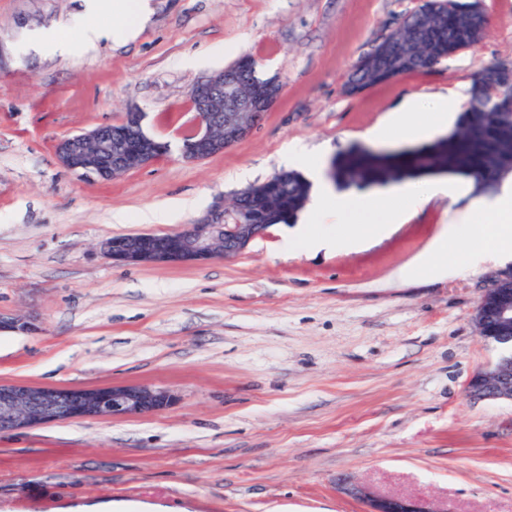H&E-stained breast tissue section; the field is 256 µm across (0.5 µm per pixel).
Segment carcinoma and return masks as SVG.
<instances>
[{
    "instance_id": "cac0c4a2",
    "label": "carcinoma",
    "mask_w": 512,
    "mask_h": 512,
    "mask_svg": "<svg viewBox=\"0 0 512 512\" xmlns=\"http://www.w3.org/2000/svg\"><path fill=\"white\" fill-rule=\"evenodd\" d=\"M435 2L424 0L409 10L395 32L359 58L348 93L431 68L483 40L486 31L473 24L464 3L448 11L434 8ZM503 66L496 62L474 74L469 102L448 139L385 154L348 148L333 158L331 182L339 189L364 188L444 172L471 179L476 193L495 192L502 180L512 176V82L497 73ZM227 75L253 96L256 110L265 111L270 80L257 76L251 56L239 57ZM251 189L243 201L250 223L294 224L309 202L312 182L297 171H282Z\"/></svg>"
}]
</instances>
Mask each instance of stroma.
<instances>
[{"label": "stroma", "instance_id": "obj_1", "mask_svg": "<svg viewBox=\"0 0 512 512\" xmlns=\"http://www.w3.org/2000/svg\"><path fill=\"white\" fill-rule=\"evenodd\" d=\"M419 3L151 0L134 39L41 53L25 48L33 34L76 39L81 0H0V312L41 328L0 332V383L177 396L152 414L0 433V512H370L387 496L512 512V403L464 392L496 354L474 315L501 269L458 266L452 245L448 274L397 276L467 199H434L352 248H293L294 224L201 265H117L99 248L194 223L283 171L289 147L330 163L408 98L512 61V0H482L474 49L347 94L353 64ZM244 54L278 101L223 153L183 161L191 88ZM131 110L167 155L107 183L60 165L58 139ZM180 198L196 208L139 223Z\"/></svg>", "mask_w": 512, "mask_h": 512}]
</instances>
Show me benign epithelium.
<instances>
[{"label":"benign epithelium","mask_w":512,"mask_h":512,"mask_svg":"<svg viewBox=\"0 0 512 512\" xmlns=\"http://www.w3.org/2000/svg\"><path fill=\"white\" fill-rule=\"evenodd\" d=\"M192 117L180 135L182 158L197 163L224 152L247 137L261 113L238 93V86L218 71L191 90ZM143 113L130 111L115 124L98 125L58 140L59 162L80 178L108 181L135 161L144 167L170 151L168 142L144 132ZM268 224H247L223 200L216 201L194 224H185L170 240L153 232L108 236L100 249L115 263L138 266L195 265L243 253L266 234ZM480 336L501 352L475 372L465 386L472 398L512 401V271L500 276L481 297L475 311ZM34 333L30 319L0 313V330ZM174 395L141 384L78 388L0 383V432L51 423L145 415L171 406ZM372 512H424L416 503L394 496L372 505Z\"/></svg>","instance_id":"7a95c632"}]
</instances>
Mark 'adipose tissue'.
<instances>
[{
    "label": "adipose tissue",
    "mask_w": 512,
    "mask_h": 512,
    "mask_svg": "<svg viewBox=\"0 0 512 512\" xmlns=\"http://www.w3.org/2000/svg\"><path fill=\"white\" fill-rule=\"evenodd\" d=\"M468 98V89L462 86L443 95L409 99L391 112L385 124L371 131L370 136L378 141L429 137L462 112ZM467 191L465 184L454 181L412 184L377 196L340 197L324 188L315 196L311 218L317 224L333 218L337 223L349 225V232L337 241L354 246L363 235L382 233L386 224L404 220L408 213L422 208L433 197L442 195L454 200ZM479 223L484 226L485 241L475 247L467 245L461 256L463 263L512 261V178L502 183L496 195L473 199L469 209L454 217L447 231L435 240L431 254L402 269V276L441 273V266L434 261L435 255L447 253L449 242L464 241L473 235Z\"/></svg>",
    "instance_id": "1"
}]
</instances>
